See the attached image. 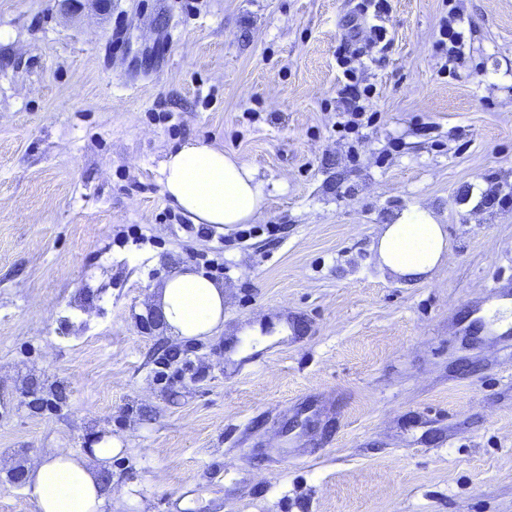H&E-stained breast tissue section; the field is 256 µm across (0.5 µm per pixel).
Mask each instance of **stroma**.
Wrapping results in <instances>:
<instances>
[{
  "label": "stroma",
  "instance_id": "1",
  "mask_svg": "<svg viewBox=\"0 0 512 512\" xmlns=\"http://www.w3.org/2000/svg\"><path fill=\"white\" fill-rule=\"evenodd\" d=\"M457 60L439 50L451 6ZM352 0H0V455L104 437L152 512H512V344L464 330L512 283V0H391L336 128ZM195 140L257 173L264 216L185 231L160 183ZM448 230L408 281L404 209ZM279 225L277 237L265 227ZM223 247V270L203 256ZM208 272L224 325L181 341L166 278ZM267 345L234 359L248 331ZM463 23L464 17L457 7L450 8L448 11V19L445 18L440 29V34L443 36L440 40V45L442 49H447L449 60L461 53L465 38ZM448 248L443 224L431 210L416 206L384 224L378 237V262L391 273L415 281L438 272Z\"/></svg>",
  "mask_w": 512,
  "mask_h": 512
}]
</instances>
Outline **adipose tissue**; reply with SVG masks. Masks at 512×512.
I'll return each instance as SVG.
<instances>
[{
	"label": "adipose tissue",
	"mask_w": 512,
	"mask_h": 512,
	"mask_svg": "<svg viewBox=\"0 0 512 512\" xmlns=\"http://www.w3.org/2000/svg\"><path fill=\"white\" fill-rule=\"evenodd\" d=\"M163 192L192 223L216 229L258 220L264 209L262 185L254 169L223 149L187 141L161 164ZM448 235L436 215L411 207L384 225L377 245L378 262L408 280L438 272L448 257ZM161 320L178 339H201L224 321V288L202 273L170 276L162 290ZM120 440L107 437L91 452L49 449L25 466L26 493L35 512H112L104 481Z\"/></svg>",
	"instance_id": "1"
}]
</instances>
